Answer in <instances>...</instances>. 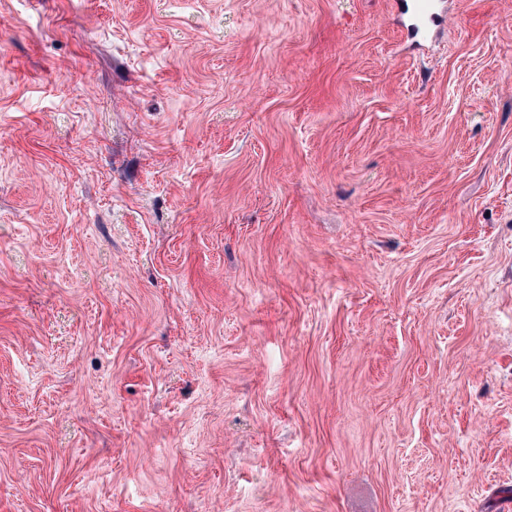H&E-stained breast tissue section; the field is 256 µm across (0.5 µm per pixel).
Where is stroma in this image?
Masks as SVG:
<instances>
[{
	"instance_id": "obj_1",
	"label": "stroma",
	"mask_w": 512,
	"mask_h": 512,
	"mask_svg": "<svg viewBox=\"0 0 512 512\" xmlns=\"http://www.w3.org/2000/svg\"><path fill=\"white\" fill-rule=\"evenodd\" d=\"M0 0V512H504L512 0ZM396 5L409 15L408 31L417 38L421 45L427 46L436 40L438 33L434 30L445 20L442 1L436 0H398Z\"/></svg>"
}]
</instances>
